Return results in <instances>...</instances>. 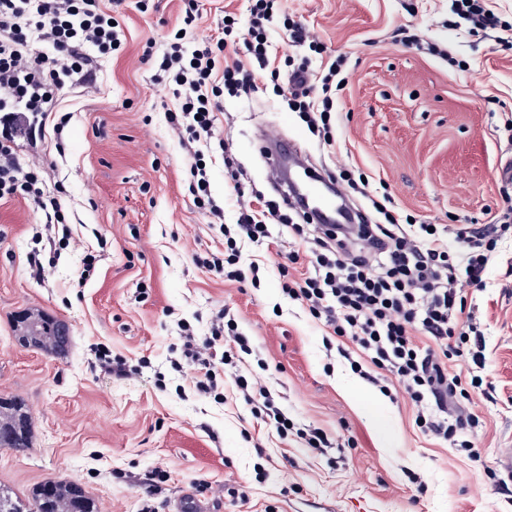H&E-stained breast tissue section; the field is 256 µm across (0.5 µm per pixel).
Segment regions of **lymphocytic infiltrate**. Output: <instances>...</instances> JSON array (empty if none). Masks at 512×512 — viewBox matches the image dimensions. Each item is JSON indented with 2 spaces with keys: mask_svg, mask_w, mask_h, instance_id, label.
<instances>
[{
  "mask_svg": "<svg viewBox=\"0 0 512 512\" xmlns=\"http://www.w3.org/2000/svg\"><path fill=\"white\" fill-rule=\"evenodd\" d=\"M122 2L0 0V201L27 200L41 213L51 245L71 243L73 218L60 196L45 191L40 162L20 156L18 140L43 136L50 129L57 152H64L62 134L69 118L58 114L56 103L69 83L95 85L99 61L121 48L123 30L114 24L111 7ZM182 2L181 31L168 33L161 54L148 50L143 59L172 91L175 103L165 118L188 157L193 203L211 223L223 227V248L194 253L195 266L229 282L243 281L241 243H264L271 237V225L287 224L308 251L303 257L288 252L280 263L283 294L322 323L330 337L348 341L341 355L361 378L376 385L384 372L402 382L423 432L449 446H465L464 434L476 421L469 414L448 415L449 401L466 393L448 362L466 361L472 383L482 385L486 341L457 284L463 280L483 286L499 241L512 230V205L476 227L428 226L396 214L389 194L378 193L373 184L344 169L337 178L341 188L370 203L352 233L287 223L290 202L246 189L243 171L217 125L223 96H250L262 73L276 64L267 36L276 0H253L246 24L224 19L199 45L191 34L200 16L199 0ZM237 46L245 49L246 58L234 54ZM346 65L341 55L316 69L298 64L278 90L289 109L329 147L335 143L332 123L336 95L348 79ZM217 159L224 164L238 212L231 228L224 224L223 203L211 193L208 166ZM298 263L302 271L291 273ZM177 328L181 345L171 364L178 370L194 369L198 394L222 399L224 381L232 379L252 418L272 427L280 439L297 435L314 453L330 447L320 429H296L260 378L240 369V356L250 353L251 346L235 319L218 312L203 338L187 321H178Z\"/></svg>",
  "mask_w": 512,
  "mask_h": 512,
  "instance_id": "lymphocytic-infiltrate-1",
  "label": "lymphocytic infiltrate"
}]
</instances>
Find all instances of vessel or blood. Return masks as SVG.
Returning <instances> with one entry per match:
<instances>
[{"mask_svg": "<svg viewBox=\"0 0 512 512\" xmlns=\"http://www.w3.org/2000/svg\"><path fill=\"white\" fill-rule=\"evenodd\" d=\"M259 148L274 178H287L292 196L310 211L314 223L329 227L346 223L348 206L342 194L324 174H307L309 157L298 143L267 134L260 138Z\"/></svg>", "mask_w": 512, "mask_h": 512, "instance_id": "obj_1", "label": "vessel or blood"}]
</instances>
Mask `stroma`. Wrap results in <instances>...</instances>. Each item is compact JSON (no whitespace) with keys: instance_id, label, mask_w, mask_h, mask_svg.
<instances>
[{"instance_id":"1","label":"stroma","mask_w":512,"mask_h":512,"mask_svg":"<svg viewBox=\"0 0 512 512\" xmlns=\"http://www.w3.org/2000/svg\"><path fill=\"white\" fill-rule=\"evenodd\" d=\"M201 3L196 39L212 34L223 12L241 24L249 19L248 0ZM486 3L503 27L471 35L449 27L448 0H283L324 52L288 43L275 26L278 58L314 68L347 59L337 144H320L277 96L281 78L263 74L248 99L224 98L218 115L248 181L273 196L257 149L268 129L299 139L317 166L355 165L384 182L399 214L428 224L487 223L512 194L498 175L512 163V144L497 132L512 119V0ZM117 19L126 44L102 61L97 87L73 86L57 102L70 116L64 153L50 131L19 145L22 157L43 161L47 188L65 186L80 250L63 251L44 282L33 281L25 256L40 217L24 199L0 201V396L23 401L31 431L26 451L0 449V491L32 512L38 485L70 479L100 512H138L147 497L142 476L159 466L169 478L158 512H173L188 490L209 512H512V466L503 460L512 448V240L501 242L485 287L458 284L485 333L482 376L495 392L472 394L469 409L481 422L468 436L473 451L449 448L416 426L401 383L388 379L382 394L346 359L327 355L324 328L283 295L277 252L296 246L287 227L273 225L269 243L243 244L240 265L259 264L258 285L230 284L194 265V250L222 237L189 194L187 157L161 107L169 88L142 61L146 46L163 49L181 2L150 0L142 13L124 0ZM402 27L448 49L451 61L396 42ZM87 251L100 259L83 281ZM224 308L265 361L246 360V371L277 394L298 427L327 434L326 454L251 427L234 387L218 404L194 392L191 367L171 369L177 320L203 334ZM24 312L67 322L65 352L22 347L14 318ZM96 347L123 357L137 375L117 381L91 370ZM474 451L479 460H471ZM239 485L249 489L247 503L225 492Z\"/></svg>"}]
</instances>
